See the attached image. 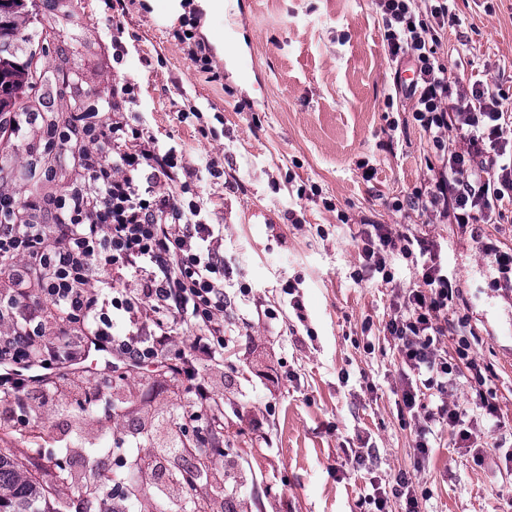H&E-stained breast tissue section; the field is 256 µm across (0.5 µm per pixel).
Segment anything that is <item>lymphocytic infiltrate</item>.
Here are the masks:
<instances>
[{
  "label": "lymphocytic infiltrate",
  "instance_id": "obj_1",
  "mask_svg": "<svg viewBox=\"0 0 512 512\" xmlns=\"http://www.w3.org/2000/svg\"><path fill=\"white\" fill-rule=\"evenodd\" d=\"M391 62H412L415 77L397 84L405 103L436 150L425 188L406 200L410 210L429 213L454 224H490L504 200L512 201V113L503 103L507 94L475 83L466 87L438 54L440 34L457 18L451 0H375ZM131 84L112 88L107 117L95 112L79 116L89 147L78 149L75 177L69 188L49 201L50 224L17 219V204L0 197V280L7 282L0 318L12 326L0 333V391L41 382L42 372L71 367L59 354L66 336L43 341L37 317L15 318L14 312L31 296L48 304L61 324L83 327L91 346L110 351L116 364L139 366L162 361L191 380L195 400L214 396L200 364L219 361L228 342L224 336V257L222 229L200 223L197 202H183L190 188L181 184L174 149L164 147L143 127L131 125L125 104ZM164 180L171 192L156 195L143 180ZM361 270L391 279L388 259L395 249L412 255L411 245H398L387 225L369 224L360 232ZM146 275L138 296L119 293L102 306L103 291L112 289L111 271ZM423 285L411 290L402 309L385 323L384 333L398 342V353L412 375L402 394L414 409L424 391L447 393L448 379L467 368L476 383H484L481 367L459 345L456 359L442 356L438 345L447 333L448 306L456 288L440 263L422 266ZM124 311L131 325L114 332L111 310ZM152 317L158 330L145 339L137 323ZM192 328L186 350L168 348L174 328ZM460 414L440 401L425 413L415 444L419 458L430 452L435 427L455 428L461 440Z\"/></svg>",
  "mask_w": 512,
  "mask_h": 512
}]
</instances>
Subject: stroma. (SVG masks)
Here are the masks:
<instances>
[{"label":"stroma","mask_w":512,"mask_h":512,"mask_svg":"<svg viewBox=\"0 0 512 512\" xmlns=\"http://www.w3.org/2000/svg\"><path fill=\"white\" fill-rule=\"evenodd\" d=\"M23 27L38 76L27 112L65 121L106 107L112 86L135 96L129 117L175 146L181 180L190 181L206 224L224 229V331L232 341L223 364L200 371L224 402L225 453L213 457L223 488L200 484L211 512H373V487L391 489L407 474L422 512H512V282L486 247L512 248V204L480 234L471 225L434 223L396 210L430 176L435 150L411 113L386 108L394 67L372 0H224L218 13L200 0H33ZM457 25L439 54L469 85L512 93V0H455ZM197 21V40L213 58L215 81L199 73L176 36L181 18ZM120 22L123 56L112 50ZM399 128L389 132L390 120ZM44 122L19 123L0 137V196L15 198L50 223L46 200L73 176L69 148L46 150ZM223 168L210 176L208 161ZM375 168L372 180L363 166ZM386 224L439 254L458 288L442 339L486 367L497 416L480 408L468 370L448 387V403L480 436L463 447L441 431L428 460L414 452L423 409L401 412L402 365L385 322L421 278L413 259L392 255L391 283H361L357 239L364 223ZM100 372L86 365L64 394L29 390L31 417L50 439L39 455L6 440L28 476L50 489L61 512H80L81 489L96 480L120 512V473L149 486L131 466L158 451L146 437L156 415L182 417L186 401L162 369L149 366L114 381L108 398L119 414H89ZM121 436L127 446L88 456L82 439ZM66 447L63 465L50 457ZM67 478H60V469Z\"/></svg>","instance_id":"35a3bbf8"}]
</instances>
